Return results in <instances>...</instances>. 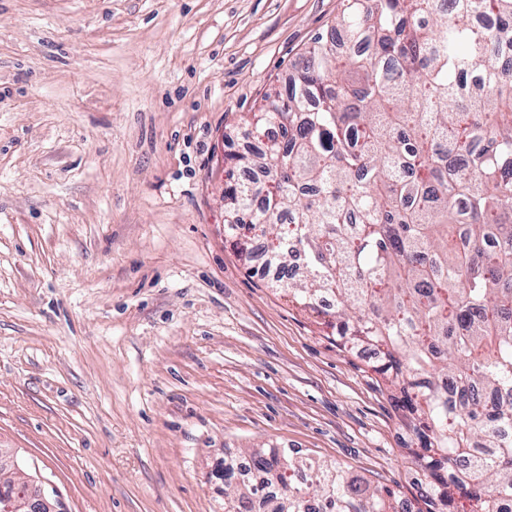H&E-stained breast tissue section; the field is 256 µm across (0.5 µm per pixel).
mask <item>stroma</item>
<instances>
[{"instance_id":"stroma-1","label":"stroma","mask_w":512,"mask_h":512,"mask_svg":"<svg viewBox=\"0 0 512 512\" xmlns=\"http://www.w3.org/2000/svg\"><path fill=\"white\" fill-rule=\"evenodd\" d=\"M343 0H0V448L63 512H224L299 448L401 499L371 366L224 229V155ZM235 464L225 459L221 477L224 479V512H252V497L257 488L244 480L237 481Z\"/></svg>"}]
</instances>
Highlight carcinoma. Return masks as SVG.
Wrapping results in <instances>:
<instances>
[{
    "instance_id": "cac0c4a2",
    "label": "carcinoma",
    "mask_w": 512,
    "mask_h": 512,
    "mask_svg": "<svg viewBox=\"0 0 512 512\" xmlns=\"http://www.w3.org/2000/svg\"><path fill=\"white\" fill-rule=\"evenodd\" d=\"M244 125L280 135L226 155L259 177L228 172L225 223L252 214L292 301L334 294L344 344L382 353L418 440L407 512H512V0H344ZM251 462L288 486L269 512H400L299 449ZM234 468L224 512H252Z\"/></svg>"
}]
</instances>
